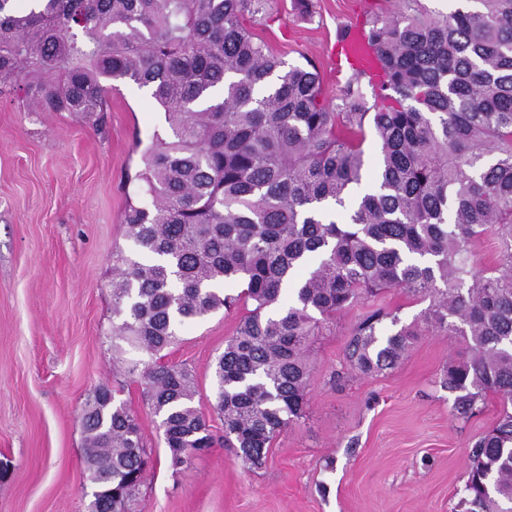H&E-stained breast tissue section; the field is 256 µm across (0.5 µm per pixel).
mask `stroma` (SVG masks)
<instances>
[{
    "label": "stroma",
    "instance_id": "obj_1",
    "mask_svg": "<svg viewBox=\"0 0 512 512\" xmlns=\"http://www.w3.org/2000/svg\"><path fill=\"white\" fill-rule=\"evenodd\" d=\"M385 0H264L244 26L289 65L314 61L322 98L341 109L351 70L332 61L341 31ZM170 130L147 90L117 82L103 112H31L21 92L0 91V512H88L84 405L109 389L141 426L153 459L140 512H462L467 452L500 410L487 398L470 418L439 385L467 356L462 337L423 330L394 369H345V346L368 308L401 324L426 304L391 288L338 314L313 345L304 419L274 440L257 469L213 448L168 465L160 420L118 362L112 326V257L129 255L123 217L144 148ZM244 308L183 327L167 361L188 368L195 406L213 429L212 376Z\"/></svg>",
    "mask_w": 512,
    "mask_h": 512
}]
</instances>
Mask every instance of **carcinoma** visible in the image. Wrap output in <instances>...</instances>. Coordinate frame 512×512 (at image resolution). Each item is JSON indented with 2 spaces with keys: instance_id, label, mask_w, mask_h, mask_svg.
Instances as JSON below:
<instances>
[{
  "instance_id": "carcinoma-1",
  "label": "carcinoma",
  "mask_w": 512,
  "mask_h": 512,
  "mask_svg": "<svg viewBox=\"0 0 512 512\" xmlns=\"http://www.w3.org/2000/svg\"><path fill=\"white\" fill-rule=\"evenodd\" d=\"M0 0V85L28 70L25 98L47 112L104 111L107 80L145 88L171 130L143 151L123 217L135 253L113 265L117 338L139 357L124 374L144 388L170 468L210 449L261 466L272 441L305 417L312 339L363 299L398 288L429 301L420 322L370 311L345 360L365 376L395 368L419 324L460 336L469 357L441 387L469 417L489 394L501 408L468 452L466 512H512V0L435 13L394 0L368 14L381 67L377 102L359 78L344 108L320 99L311 60L288 66L242 24L262 0ZM380 146L373 188L361 144ZM336 207L346 221L329 218ZM493 236L494 266L471 248ZM241 287L237 293L226 287ZM253 305L218 356L212 381L223 429L194 406L196 383L163 351L188 322ZM391 319L392 329L383 328ZM86 478L112 512H134L150 463L122 403L83 414Z\"/></svg>"
}]
</instances>
